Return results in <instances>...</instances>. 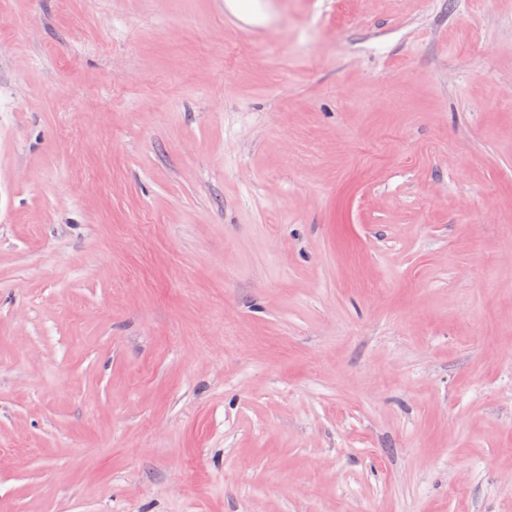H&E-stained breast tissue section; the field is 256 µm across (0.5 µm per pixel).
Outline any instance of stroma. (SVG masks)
<instances>
[{"instance_id": "stroma-1", "label": "stroma", "mask_w": 512, "mask_h": 512, "mask_svg": "<svg viewBox=\"0 0 512 512\" xmlns=\"http://www.w3.org/2000/svg\"><path fill=\"white\" fill-rule=\"evenodd\" d=\"M0 0V512H512V0Z\"/></svg>"}]
</instances>
